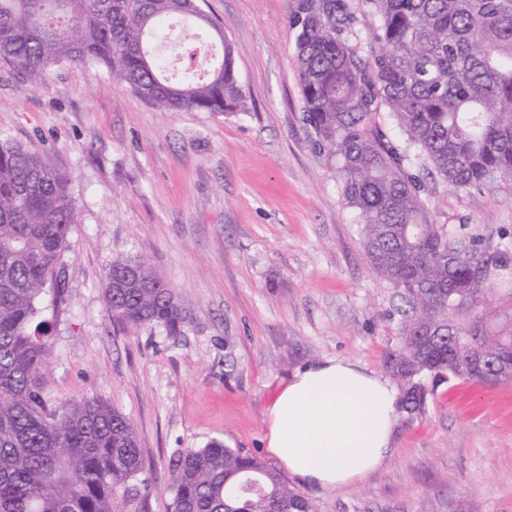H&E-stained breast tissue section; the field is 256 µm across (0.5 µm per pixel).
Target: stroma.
Here are the masks:
<instances>
[{"mask_svg": "<svg viewBox=\"0 0 512 512\" xmlns=\"http://www.w3.org/2000/svg\"><path fill=\"white\" fill-rule=\"evenodd\" d=\"M289 0H206L236 51L250 109L164 110L105 68L65 64L29 80L0 64V137L72 176L76 222L46 308L55 407L98 397L134 424L152 487L138 512H171L174 463L219 440L268 459L267 410L297 368L346 359L387 376L408 305L378 278L334 159L307 123L288 31ZM422 177L430 223L489 250L512 248V183L454 189ZM146 261L188 308L181 332L130 328L103 297L113 261ZM512 315V275L490 278L466 327ZM422 416L354 484L286 475L316 512H512V381L428 380Z\"/></svg>", "mask_w": 512, "mask_h": 512, "instance_id": "35a3bbf8", "label": "stroma"}]
</instances>
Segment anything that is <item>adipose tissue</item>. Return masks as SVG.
<instances>
[{
  "instance_id": "obj_1",
  "label": "adipose tissue",
  "mask_w": 512,
  "mask_h": 512,
  "mask_svg": "<svg viewBox=\"0 0 512 512\" xmlns=\"http://www.w3.org/2000/svg\"><path fill=\"white\" fill-rule=\"evenodd\" d=\"M400 395L386 379L344 359L296 369L268 409L265 442L308 485L340 488L391 452Z\"/></svg>"
}]
</instances>
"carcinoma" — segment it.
<instances>
[{
  "mask_svg": "<svg viewBox=\"0 0 512 512\" xmlns=\"http://www.w3.org/2000/svg\"><path fill=\"white\" fill-rule=\"evenodd\" d=\"M362 2L380 22L368 68L345 34L352 0H289L288 29L306 120L338 164L366 257L410 307L403 347L386 366L413 418L426 407L425 379H474L463 367L474 353L494 364L486 380L512 378L499 363L511 333L448 319L478 304L486 268L512 270V252L488 255L429 223L404 151L372 118L384 106L429 174L452 187L512 183V0ZM180 15L196 17V0H0V62L33 78L95 64L171 111H247L229 45L208 76L190 67L169 78L155 47L163 21ZM70 183L46 155L0 140V512H120L118 501L149 487L127 416L97 397L54 409L43 397V301L59 293L56 270L76 223ZM132 262L118 259L107 273L112 318L180 333L186 307L145 261L136 273ZM176 471L172 512H315L277 469L217 440L184 452ZM250 480L265 494H246Z\"/></svg>",
  "mask_w": 512,
  "mask_h": 512,
  "instance_id": "1",
  "label": "carcinoma"
}]
</instances>
